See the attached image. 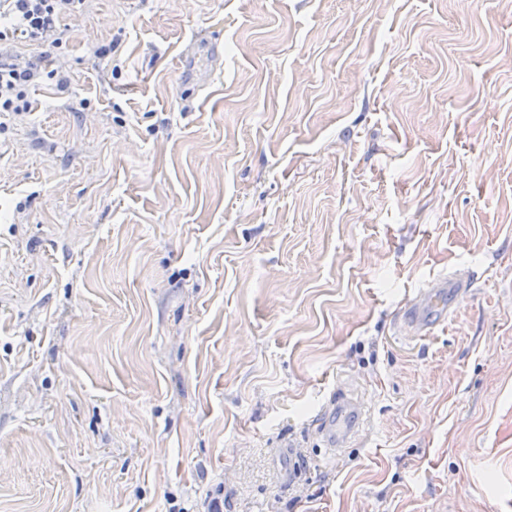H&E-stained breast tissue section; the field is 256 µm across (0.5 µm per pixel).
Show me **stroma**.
Segmentation results:
<instances>
[{
  "mask_svg": "<svg viewBox=\"0 0 512 512\" xmlns=\"http://www.w3.org/2000/svg\"><path fill=\"white\" fill-rule=\"evenodd\" d=\"M468 2L83 0L20 45L69 85L0 115V512H512V0ZM346 405H354L351 402H343L338 400L336 402V413L334 414L335 421L333 423V430L328 433V442L331 444L329 447H340L345 444L351 437L352 434H356L357 430L354 427L350 429H343L340 425V419L343 412L346 410Z\"/></svg>",
  "mask_w": 512,
  "mask_h": 512,
  "instance_id": "obj_1",
  "label": "stroma"
}]
</instances>
